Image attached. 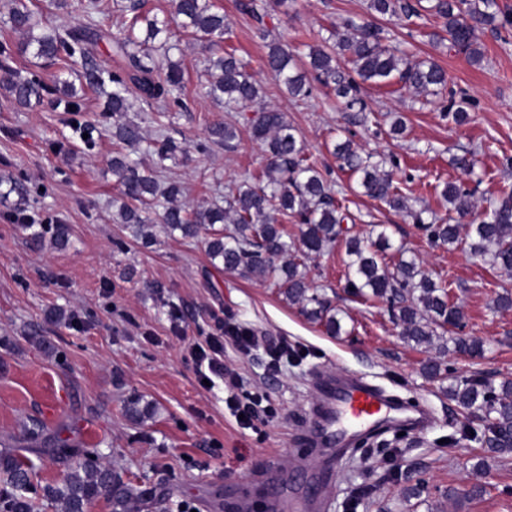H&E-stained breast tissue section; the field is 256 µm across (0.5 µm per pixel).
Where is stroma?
I'll return each mask as SVG.
<instances>
[{
    "label": "stroma",
    "mask_w": 512,
    "mask_h": 512,
    "mask_svg": "<svg viewBox=\"0 0 512 512\" xmlns=\"http://www.w3.org/2000/svg\"><path fill=\"white\" fill-rule=\"evenodd\" d=\"M214 2L229 26L226 46L261 85L257 107L286 113L354 216L350 234L365 237L374 226L385 227L393 244L389 264L398 260L397 246L414 253L435 281L447 283L464 314L460 335L481 339L484 355L440 356L441 379H427L421 367L430 351L401 339L388 304L350 294L340 243L305 261L312 286L344 312L342 334L331 336L277 288L216 269L203 241L162 233L147 246L129 241L112 206L118 186L111 138L86 152L54 96L24 108L0 88V181L15 179L27 189L23 197L0 195V434L21 435L31 419H40L61 437L97 449L123 481L163 498L166 512H324L322 492L333 495L325 512H348L354 496L357 512H512V456L476 471L486 444L446 393L456 376L512 380V309L494 306L499 293L512 291V275L472 257L467 244L432 243L406 214L355 193L353 179L328 150L336 128L351 125L364 151L394 157V183L412 208L445 214L437 191L447 182L463 183L479 207H488L512 189V167L505 165L512 157V27L480 31L484 59L473 65L434 42L441 20L427 15L410 27L388 21L393 41L447 70L456 104L473 120L456 125L439 104H424L399 84H366L369 120L352 125L331 90L317 85L310 96L292 98L260 70L267 42L258 29L285 36L305 55L343 19L366 17L367 0H265L261 24L239 11L238 0ZM29 6L56 26L91 24L113 33L126 19L116 0H104V12L89 16L55 9L50 0ZM209 54L205 43L185 38L171 55L183 69L185 89L181 105L171 108L169 133L192 144L227 117L204 96ZM396 113L407 129L394 139ZM239 129L234 151L167 161V177L184 187L182 203L195 209L223 201L230 186L264 168L262 145L247 124ZM466 150L476 159L470 175L450 163ZM22 210L43 224L68 225L70 246L31 248L27 231L10 220ZM53 307L65 309V322H45ZM227 316L301 351L273 374L263 352L225 344L224 360L238 368L246 390L265 393L277 409L275 419L254 429L237 425L224 409L223 386L202 387L187 357L216 318ZM318 372L373 379L428 406L431 422L402 436L373 431L354 449L360 467L337 463L331 449L305 441ZM132 395L155 405L150 419H128L124 404ZM475 484L484 485V494L466 499Z\"/></svg>",
    "instance_id": "1"
}]
</instances>
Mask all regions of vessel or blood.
Returning <instances> with one entry per match:
<instances>
[{
  "label": "vessel or blood",
  "instance_id": "obj_1",
  "mask_svg": "<svg viewBox=\"0 0 512 512\" xmlns=\"http://www.w3.org/2000/svg\"><path fill=\"white\" fill-rule=\"evenodd\" d=\"M319 388L317 442L341 457L357 437L390 425L417 431L430 418L425 406L407 405L397 394L363 376L329 374L320 379Z\"/></svg>",
  "mask_w": 512,
  "mask_h": 512
}]
</instances>
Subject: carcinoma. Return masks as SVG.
Masks as SVG:
<instances>
[{"instance_id":"obj_1","label":"carcinoma","mask_w":512,"mask_h":512,"mask_svg":"<svg viewBox=\"0 0 512 512\" xmlns=\"http://www.w3.org/2000/svg\"><path fill=\"white\" fill-rule=\"evenodd\" d=\"M171 19L160 20L138 12L131 3L122 10L132 14L127 28L112 35V49L129 67L112 71L85 56L84 45L102 34L90 26L48 27L31 10L25 0H0V13L10 28L23 35L18 45L21 53H32L48 62L80 55L81 84L106 98L112 124L99 126L81 120V104L74 86L58 81L46 87L40 79L21 76L11 67L13 51L0 44V83L23 107L39 100L43 93L54 96L72 113L78 133L88 134L85 150L96 146L97 138L111 133L113 140L135 152L145 142L139 124L126 119L131 108V95L156 108V121L168 117L170 103H180L184 85L181 69L169 64L160 74L142 63V59L168 44L170 23H175L193 36L217 46L224 42L228 29L224 15L216 11L213 0H173ZM58 9L67 6L89 13L98 10L97 0H53ZM369 21L347 18L343 31H333V42L310 48L308 61L297 58L286 40H272L261 58L260 68L275 75L293 96L311 93L309 77H314L334 90L344 109L364 112L367 104L361 95L362 85H390L394 82L423 98H445L448 73L430 59H413L405 50L386 44L385 30L378 18L419 17L425 12L443 21L450 48L465 55L473 65L483 61L484 54L477 32L486 28L512 26V13L502 9L497 0H368ZM348 56L354 75L340 66V58ZM209 74L205 95L224 102L227 109L245 108L259 97V87L247 65L235 53L217 50L207 59ZM251 136L265 149L268 161L256 175H250L224 194V205L190 209L177 203L182 187L175 181L163 182L158 171L148 169L130 157L117 152L112 157V174L120 186L122 202L118 209L133 240L146 243L162 230L178 232L185 239H203L211 264L245 279L267 282L282 290L291 304L302 306L304 313L322 324L327 334L338 336L342 330L343 310L333 308L311 291L305 260L321 255L337 242H345L348 262V286L357 297L386 302L400 336L417 346L433 345L439 352L449 351L480 356L484 343L471 336H451L450 328L462 318L460 308L451 302L448 289L426 274L416 257L398 248L399 259L393 267L385 263L384 252L391 248L385 232L365 242L357 237L341 239L346 216L339 211L333 197L332 184L318 168L317 161L305 152L296 129L284 113L275 108H262L247 119ZM355 134L339 138L331 154L340 167L355 177L354 191L383 202L422 225L435 243L456 245L460 241L459 225L451 214L474 211L472 193L461 184L451 182L440 191L448 203L450 217H439L428 210H414L407 198L394 185L392 173L384 170L386 160L374 159L354 141ZM239 128L230 120L209 127L208 138L196 145V151L207 154L211 147L226 150L237 147ZM158 163L187 156L182 143L166 136L155 150ZM299 225V236L291 237L288 222ZM223 228L217 229L215 225ZM30 243L40 248L45 243L57 250L70 245L69 229L52 224L34 229ZM469 250L484 263L512 274V190L489 202L488 208L470 225ZM448 398L470 413L480 414L487 452L492 457L512 456V381L499 385L475 375L457 378L448 385ZM129 418L142 421L152 414L150 405L132 397L125 403ZM56 457L65 467L63 478L43 487L35 482V462L22 452ZM92 452L80 443L47 434L39 422L24 429L20 436L0 438V512H37L35 496L55 507L56 512H87L89 505L102 493L108 495L111 512H130L132 504L144 501L145 493L131 482H123L112 472L109 463L90 458Z\"/></svg>"}]
</instances>
